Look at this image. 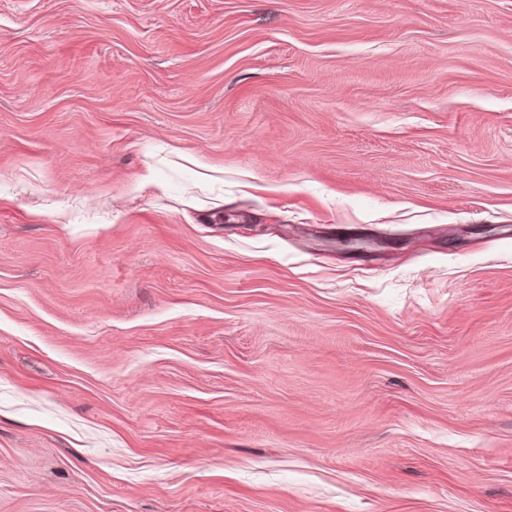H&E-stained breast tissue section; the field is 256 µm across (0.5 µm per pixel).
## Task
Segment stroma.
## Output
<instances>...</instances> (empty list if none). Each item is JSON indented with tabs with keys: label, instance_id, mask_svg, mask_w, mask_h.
I'll return each instance as SVG.
<instances>
[{
	"label": "stroma",
	"instance_id": "1",
	"mask_svg": "<svg viewBox=\"0 0 512 512\" xmlns=\"http://www.w3.org/2000/svg\"><path fill=\"white\" fill-rule=\"evenodd\" d=\"M0 512H512V0H0Z\"/></svg>",
	"mask_w": 512,
	"mask_h": 512
}]
</instances>
